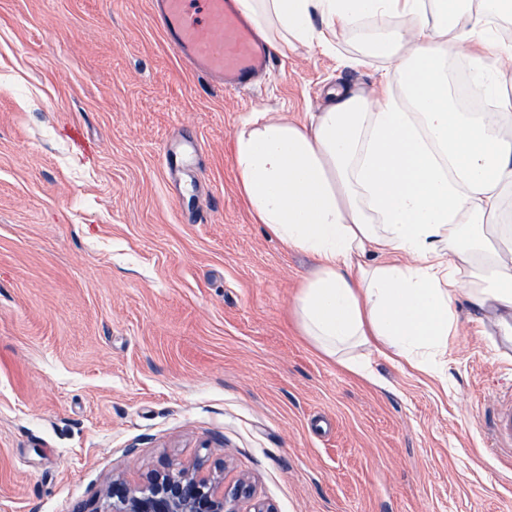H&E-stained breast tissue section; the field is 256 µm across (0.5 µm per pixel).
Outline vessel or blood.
Wrapping results in <instances>:
<instances>
[{
    "label": "vessel or blood",
    "mask_w": 512,
    "mask_h": 512,
    "mask_svg": "<svg viewBox=\"0 0 512 512\" xmlns=\"http://www.w3.org/2000/svg\"><path fill=\"white\" fill-rule=\"evenodd\" d=\"M151 16L179 56L225 91L250 89L255 77L274 65L272 50L258 40L232 0H151ZM201 150L198 139L186 138L168 143L163 158L173 166L193 160Z\"/></svg>",
    "instance_id": "obj_1"
}]
</instances>
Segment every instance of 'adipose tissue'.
I'll return each mask as SVG.
<instances>
[{"label":"adipose tissue","instance_id":"ef3b65f1","mask_svg":"<svg viewBox=\"0 0 512 512\" xmlns=\"http://www.w3.org/2000/svg\"><path fill=\"white\" fill-rule=\"evenodd\" d=\"M270 45L320 42L386 17L372 54L404 79L399 97L330 90L296 122L251 113L233 141L239 189L257 223L317 271L296 312L328 355L376 339L424 371L444 367L459 298L512 337V96L503 63L512 0H235ZM320 25H313V16ZM479 44L472 76L490 112L460 111L447 61ZM390 262L366 266L367 251Z\"/></svg>","mask_w":512,"mask_h":512}]
</instances>
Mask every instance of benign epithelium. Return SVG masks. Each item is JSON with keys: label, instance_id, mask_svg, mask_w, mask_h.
I'll list each match as a JSON object with an SVG mask.
<instances>
[{"label": "benign epithelium", "instance_id": "benign-epithelium-1", "mask_svg": "<svg viewBox=\"0 0 512 512\" xmlns=\"http://www.w3.org/2000/svg\"><path fill=\"white\" fill-rule=\"evenodd\" d=\"M252 495L246 480L226 490L224 478L217 474H203L195 466H171L146 474L134 486L120 478L112 480L105 512H240L236 503Z\"/></svg>", "mask_w": 512, "mask_h": 512}]
</instances>
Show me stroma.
<instances>
[{"mask_svg":"<svg viewBox=\"0 0 512 512\" xmlns=\"http://www.w3.org/2000/svg\"><path fill=\"white\" fill-rule=\"evenodd\" d=\"M275 54L250 92L189 70L148 0H0V512H101L113 476L204 459L275 512H512V342L457 304L437 376L301 331L309 254L255 223L232 162L252 112L400 95L385 18ZM362 58L359 67L348 66ZM204 152L186 170L162 144ZM208 221L192 223L193 212ZM202 151L200 141L195 138H183L178 142H170L165 146L163 151V159L166 161L167 168L173 165L177 166L178 163L193 160Z\"/></svg>","mask_w":512,"mask_h":512,"instance_id":"35a3bbf8","label":"stroma"}]
</instances>
